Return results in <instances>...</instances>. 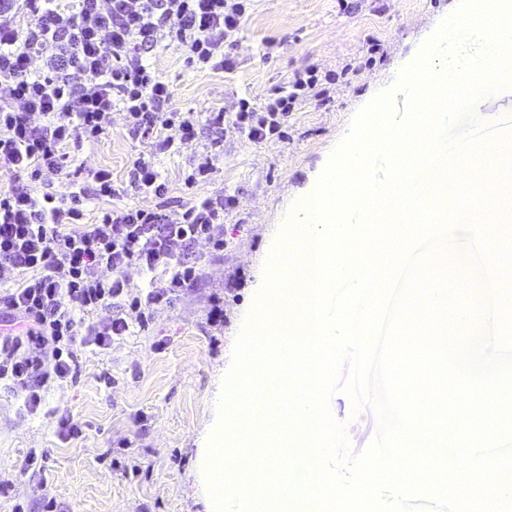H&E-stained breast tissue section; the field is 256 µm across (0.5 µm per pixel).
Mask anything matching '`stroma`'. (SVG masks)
Returning a JSON list of instances; mask_svg holds the SVG:
<instances>
[{
	"instance_id": "obj_1",
	"label": "stroma",
	"mask_w": 512,
	"mask_h": 512,
	"mask_svg": "<svg viewBox=\"0 0 512 512\" xmlns=\"http://www.w3.org/2000/svg\"><path fill=\"white\" fill-rule=\"evenodd\" d=\"M458 6L459 0H253L233 49V72H199L175 50L154 51L156 67L173 87V107L200 114L234 112L242 98L263 105L310 65L332 79L320 95L295 104L282 138L257 145L226 125L217 172L197 189L186 188L184 179L195 155L206 150L209 130L181 152L156 156L170 187L169 209L195 193L236 197L235 209L224 216V249L199 244L194 287L151 310L147 324L130 321L111 349H82L76 381L46 389L37 412H25L0 389V470L13 476L9 492L0 493V512H206L202 450L285 212L344 140L363 104L396 81ZM373 39L381 43L375 54L368 51ZM472 112L499 134L512 135V81L479 99ZM140 150L116 113L108 136L80 151L87 169H110L122 187L111 206H156L155 197L128 186V166ZM442 246L473 280L472 300L491 302L496 290L466 238L454 233ZM216 304L224 310L217 324L209 319ZM330 409L345 423L351 451L364 452L377 436L374 412L354 411L341 391ZM65 411L84 422L79 439L56 438L52 420ZM32 451L46 453L44 467L19 474Z\"/></svg>"
}]
</instances>
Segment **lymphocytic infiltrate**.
<instances>
[{
  "label": "lymphocytic infiltrate",
  "instance_id": "f902f5d3",
  "mask_svg": "<svg viewBox=\"0 0 512 512\" xmlns=\"http://www.w3.org/2000/svg\"><path fill=\"white\" fill-rule=\"evenodd\" d=\"M252 0H0V161L14 183L0 192V382L36 411L42 393L76 379L77 354L106 350L129 329L116 317L94 326L85 319L112 301L131 314L171 303L199 277L193 249L224 248V214L234 197L195 196L176 210L102 208L93 200L118 195L112 172L87 171L75 148L107 136L113 113L124 115L133 138L151 155L132 160L133 188L166 198L169 186L157 154L192 144L200 122L223 144V110L171 108L173 90L149 62L157 47L174 49L197 71L221 73ZM319 82L316 68L276 88L262 106L240 100L233 125L250 142L280 134L289 112ZM65 182L68 193L54 191ZM164 270L147 293L131 294L133 275Z\"/></svg>",
  "mask_w": 512,
  "mask_h": 512
}]
</instances>
